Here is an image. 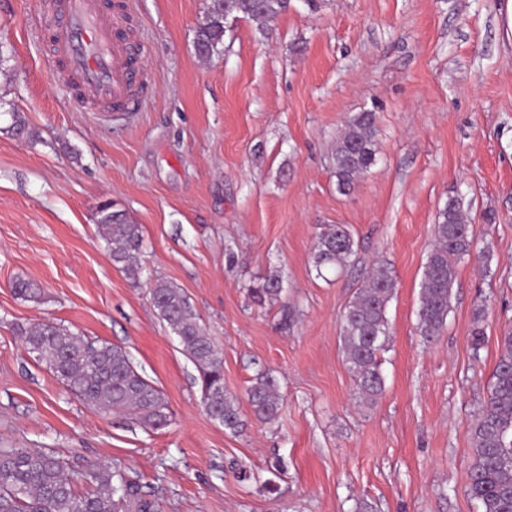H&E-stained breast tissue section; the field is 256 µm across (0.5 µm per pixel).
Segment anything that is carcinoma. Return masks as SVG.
<instances>
[{"instance_id":"1","label":"carcinoma","mask_w":512,"mask_h":512,"mask_svg":"<svg viewBox=\"0 0 512 512\" xmlns=\"http://www.w3.org/2000/svg\"><path fill=\"white\" fill-rule=\"evenodd\" d=\"M289 5L290 0H206L195 35L196 54L210 58L220 52L229 19L249 18L265 29L287 12ZM376 136V113L358 112L347 120L333 157L341 193H350L376 164ZM96 223L112 262L129 272L137 271L134 261L143 247L141 225L109 203L100 205ZM435 235V247L424 267L418 310L417 331L426 342L434 341L446 324L455 263L471 253L473 234L457 199L448 198L440 211ZM355 254L356 242L342 224L327 225L316 237L313 259L319 271L343 269ZM13 290L24 300L41 295L40 288L25 280L16 281ZM394 290L388 264L372 267L341 317L345 361L364 402L374 401L385 388L381 354L390 339L387 306ZM281 293V283L275 277L248 287L249 297L260 307ZM151 301L199 372L207 414L225 429L241 432L245 419L240 402L224 391L223 352L200 327L187 297L180 289L159 282L151 289ZM19 335L27 353L45 363L85 405L104 413L127 412L151 429L170 422L164 393L137 370L122 347L81 336L54 321L21 328ZM500 346L489 394L470 426L473 460L467 493L481 512H512L511 332L501 337ZM246 395L256 420L272 423L277 419L282 396L270 373H258ZM79 478L94 484L95 490L79 492ZM79 478L62 458L42 449L0 448V512H161L154 495L124 469L98 463Z\"/></svg>"}]
</instances>
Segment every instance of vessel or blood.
Instances as JSON below:
<instances>
[{
    "label": "vessel or blood",
    "mask_w": 512,
    "mask_h": 512,
    "mask_svg": "<svg viewBox=\"0 0 512 512\" xmlns=\"http://www.w3.org/2000/svg\"><path fill=\"white\" fill-rule=\"evenodd\" d=\"M131 0H46L39 25L47 27L51 61L94 112H139L148 83L123 33Z\"/></svg>",
    "instance_id": "obj_1"
}]
</instances>
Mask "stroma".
<instances>
[{
	"mask_svg": "<svg viewBox=\"0 0 512 512\" xmlns=\"http://www.w3.org/2000/svg\"><path fill=\"white\" fill-rule=\"evenodd\" d=\"M40 2L0 0V448L53 452L77 472L93 461L136 471L162 512H480L466 494L469 428L512 331L501 0H291L270 33L232 21L207 60L194 49L205 0H135L128 34L151 96L132 115L87 111L49 67ZM364 110L378 117V161L343 194L336 140ZM15 112L35 139L10 131ZM451 197L475 243L456 265L446 326L426 344L422 272ZM105 201L142 226L138 277L100 235ZM329 224L357 242L339 273L313 261ZM376 261L395 293L386 387L365 404L340 317ZM270 277L283 292L257 306L247 288ZM20 279L40 286L38 300L15 296ZM159 280L182 289L222 349L228 395L245 400L257 372L276 377L275 422L248 412L234 434L206 414L198 371L152 305ZM45 321L125 348L163 391L170 423L152 430L85 406L22 346L19 328Z\"/></svg>",
	"mask_w": 512,
	"mask_h": 512,
	"instance_id": "obj_1",
	"label": "stroma"
}]
</instances>
